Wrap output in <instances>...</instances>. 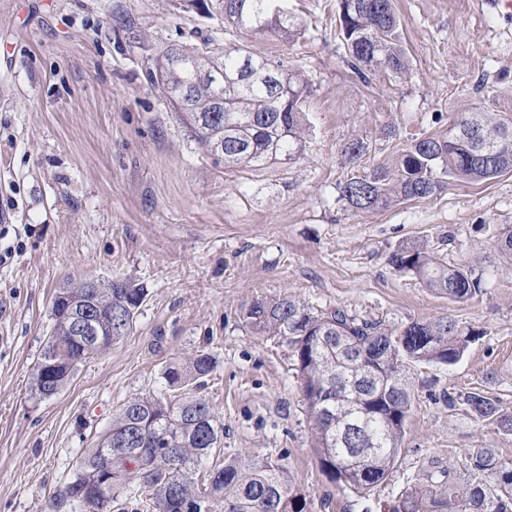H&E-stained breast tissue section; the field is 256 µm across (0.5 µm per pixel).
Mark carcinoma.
Wrapping results in <instances>:
<instances>
[{"instance_id": "1", "label": "carcinoma", "mask_w": 512, "mask_h": 512, "mask_svg": "<svg viewBox=\"0 0 512 512\" xmlns=\"http://www.w3.org/2000/svg\"><path fill=\"white\" fill-rule=\"evenodd\" d=\"M285 0H222L224 21L247 35L298 34ZM338 37L347 64L363 77L383 69L408 70L392 0H339ZM175 106L200 114L189 125L204 148L224 140V161L255 166L290 160L303 152L308 83L283 61L255 60L241 47H179L165 51L157 70ZM442 135L423 136L404 145L388 162L347 178L340 197L354 212L387 209L404 201L439 195L448 181L492 179L512 170V121L494 112H461ZM390 262L426 287L465 302L483 288L482 275L466 262L450 264L424 241L399 246ZM85 289L65 285L51 306L53 327L34 368L32 391L47 398L59 393L79 365L93 357L73 340L68 311L71 296ZM138 288L108 284L96 298L103 312L137 310ZM247 325L259 335L277 336L291 349L323 471L338 485L363 493L386 480L399 452L414 398V365L452 366L480 331L439 318L398 329L359 319L343 310L317 313L290 300H257L244 309ZM214 370L213 358L197 353L169 362L155 394L134 397L113 414L77 461L56 507L71 502L85 512H123L128 494H139L146 512H306L307 498L296 489L285 465L270 457L236 456L207 472L201 464L220 448L219 419L202 425L182 406L215 414L202 387ZM482 421L512 428L496 400L474 390L455 398ZM139 434V458L112 455L102 471L103 442L120 434ZM468 478L453 467L433 471L428 484L415 487L383 512H512V461L482 448L468 457Z\"/></svg>"}]
</instances>
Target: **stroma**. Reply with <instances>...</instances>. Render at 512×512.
<instances>
[{"mask_svg": "<svg viewBox=\"0 0 512 512\" xmlns=\"http://www.w3.org/2000/svg\"><path fill=\"white\" fill-rule=\"evenodd\" d=\"M410 71L358 77L336 35L337 0H287L301 38H242L190 0H0V512H52L87 438L128 399L158 390L174 358L215 361L202 389L224 425L222 456L280 459L307 512H380L426 482L429 465L481 448L512 460V430L446 396L481 388L512 416V171L452 181L437 197L354 212L338 184L354 139L371 169L453 117H512V11L502 0H393ZM246 44L307 79L303 156L259 167L224 163L190 135L156 82L173 44ZM449 262L482 273L465 302L397 271L401 244L441 235ZM440 244V243H439ZM142 289L127 334L81 365L57 395L30 382L67 282ZM288 298L386 327L449 317L481 335L451 367L421 365L388 478L358 494L332 483L312 446L291 351L242 313Z\"/></svg>", "mask_w": 512, "mask_h": 512, "instance_id": "stroma-1", "label": "stroma"}]
</instances>
